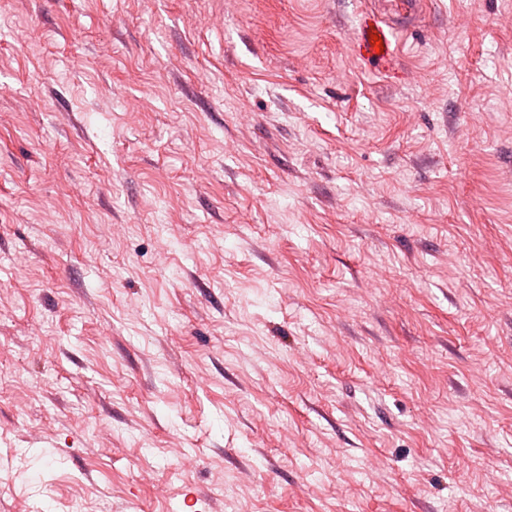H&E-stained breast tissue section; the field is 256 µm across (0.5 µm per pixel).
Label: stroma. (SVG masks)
Here are the masks:
<instances>
[{"mask_svg":"<svg viewBox=\"0 0 512 512\" xmlns=\"http://www.w3.org/2000/svg\"><path fill=\"white\" fill-rule=\"evenodd\" d=\"M0 512H512V0H0Z\"/></svg>","mask_w":512,"mask_h":512,"instance_id":"1","label":"stroma"}]
</instances>
